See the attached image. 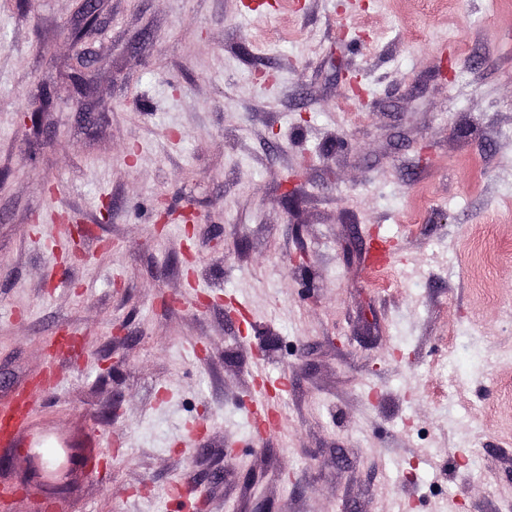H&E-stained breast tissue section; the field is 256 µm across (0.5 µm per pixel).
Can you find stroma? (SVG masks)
I'll use <instances>...</instances> for the list:
<instances>
[{
	"mask_svg": "<svg viewBox=\"0 0 512 512\" xmlns=\"http://www.w3.org/2000/svg\"><path fill=\"white\" fill-rule=\"evenodd\" d=\"M82 4L0 0V406L63 373L61 512H512V0Z\"/></svg>",
	"mask_w": 512,
	"mask_h": 512,
	"instance_id": "stroma-1",
	"label": "stroma"
}]
</instances>
